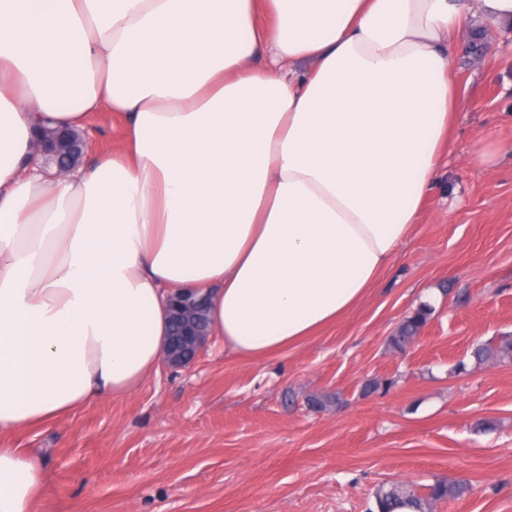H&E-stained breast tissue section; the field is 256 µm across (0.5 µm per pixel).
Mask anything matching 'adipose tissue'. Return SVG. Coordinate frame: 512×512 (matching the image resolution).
Returning a JSON list of instances; mask_svg holds the SVG:
<instances>
[{"instance_id":"adipose-tissue-1","label":"adipose tissue","mask_w":512,"mask_h":512,"mask_svg":"<svg viewBox=\"0 0 512 512\" xmlns=\"http://www.w3.org/2000/svg\"><path fill=\"white\" fill-rule=\"evenodd\" d=\"M512 0H0V432L155 374L168 297L260 360L354 309L408 243L448 154L464 20ZM118 112V147L58 175L48 124ZM39 457L0 448V512Z\"/></svg>"}]
</instances>
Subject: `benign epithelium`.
<instances>
[{"instance_id":"obj_1","label":"benign epithelium","mask_w":512,"mask_h":512,"mask_svg":"<svg viewBox=\"0 0 512 512\" xmlns=\"http://www.w3.org/2000/svg\"><path fill=\"white\" fill-rule=\"evenodd\" d=\"M89 147L90 139L86 135L78 141L76 152L62 138H41L33 144L41 163L54 164L60 174L66 173L75 164L73 157L76 154H85ZM206 303V297L198 290L181 291L172 299L176 330L168 336L163 359L165 365L186 366L194 362L206 348L209 338L203 314Z\"/></svg>"}]
</instances>
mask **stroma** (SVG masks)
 I'll use <instances>...</instances> for the list:
<instances>
[{
    "mask_svg": "<svg viewBox=\"0 0 512 512\" xmlns=\"http://www.w3.org/2000/svg\"><path fill=\"white\" fill-rule=\"evenodd\" d=\"M458 113L422 219L376 288L341 320L259 361L209 343L134 393L0 433L39 455L42 512H372L384 482L462 476L435 512H512V363L456 370L512 335V25L455 39ZM435 312L406 353L387 338ZM392 387L363 395L365 380ZM339 394L318 410L307 399ZM492 419L495 431L478 433ZM432 313L433 307L430 303H420L409 315L404 317L394 333L388 337V348L398 354L405 353L410 343L419 338L422 328Z\"/></svg>",
    "mask_w": 512,
    "mask_h": 512,
    "instance_id": "35a3bbf8",
    "label": "stroma"
}]
</instances>
